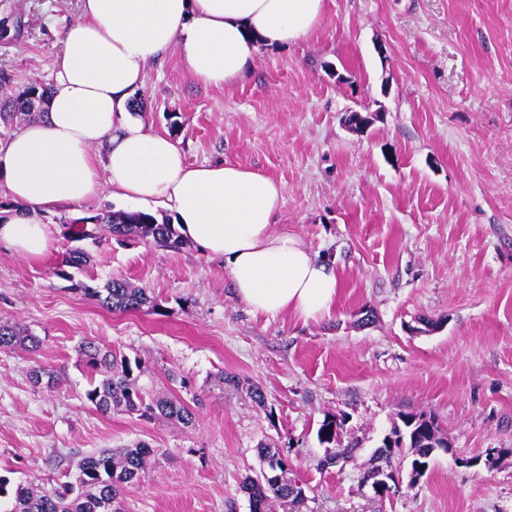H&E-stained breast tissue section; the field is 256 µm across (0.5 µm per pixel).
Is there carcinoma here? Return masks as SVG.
Returning <instances> with one entry per match:
<instances>
[{
	"label": "carcinoma",
	"instance_id": "cac0c4a2",
	"mask_svg": "<svg viewBox=\"0 0 512 512\" xmlns=\"http://www.w3.org/2000/svg\"><path fill=\"white\" fill-rule=\"evenodd\" d=\"M50 87L32 84L16 96L0 97V123L11 128L16 123L29 122L45 112ZM70 228L69 241L102 240L110 238L123 245L129 241H142L162 248L177 249L182 239L174 224L168 218L144 211L100 212L96 215L77 218ZM89 254L81 247L69 249L64 265L74 268L84 266ZM111 312H136L144 307H157V303L145 288L132 286L128 281L114 278L103 287H93L82 281L71 284ZM39 340L28 330L14 323L0 321V351L27 350L38 347ZM79 353L86 366L101 375L98 382L90 383L86 399L94 408L104 414L117 412L134 413L142 416L159 417L185 427L195 422L193 409L175 395H152L138 384L134 369L140 368L139 361L121 358L100 345L86 341L79 345ZM419 418L422 430L412 433L394 425L392 445L379 446L376 458H389L395 452L406 450L409 457L408 470L397 469L398 476H407V486L415 487L427 474L418 470L415 464L426 461L432 446L440 443V432L434 416L421 413L405 415L407 419ZM336 417H326L320 424L317 436L322 444L336 442ZM155 449L144 443L132 448L103 449L86 455L78 465L73 480H66L50 487H41L31 482L18 484L14 491H8L9 480L0 477V498L9 497L0 512H107L106 503L116 501L125 489L138 484L146 475ZM258 456L265 470L257 478H247L242 490L248 494L251 512H269L273 499L293 502L302 497L303 488L288 478V461L281 457L279 449L260 445Z\"/></svg>",
	"mask_w": 512,
	"mask_h": 512
}]
</instances>
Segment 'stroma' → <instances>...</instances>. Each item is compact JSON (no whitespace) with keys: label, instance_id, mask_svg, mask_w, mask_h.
<instances>
[{"label":"stroma","instance_id":"35a3bbf8","mask_svg":"<svg viewBox=\"0 0 512 512\" xmlns=\"http://www.w3.org/2000/svg\"><path fill=\"white\" fill-rule=\"evenodd\" d=\"M79 16L80 0H0L8 93L51 83ZM138 96L146 126L188 164L227 160L282 184L275 228L335 262L336 304L308 322L251 313L223 260L188 240L87 241L90 261L65 279L70 221L131 205L107 187L44 214L45 257L0 245V321L41 340L0 352V475L50 485L84 453L143 442L157 454L126 512H250L241 485L267 443L305 490L270 512H512V0H326L310 36L261 49L243 82L206 85L172 51ZM352 111L369 125L351 129ZM115 277L158 308L111 313L70 288ZM365 306L375 318L361 327ZM421 318L440 326L413 333ZM87 339L138 360L140 384L185 399L194 426L98 413L77 353ZM37 367L57 385H34ZM423 411L451 451L415 487L374 496L361 480L375 449L400 415ZM332 415L336 441L320 443ZM350 445L344 465L320 468Z\"/></svg>","mask_w":512,"mask_h":512}]
</instances>
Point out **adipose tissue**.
Returning <instances> with one entry per match:
<instances>
[{"mask_svg":"<svg viewBox=\"0 0 512 512\" xmlns=\"http://www.w3.org/2000/svg\"><path fill=\"white\" fill-rule=\"evenodd\" d=\"M324 12L325 0H81L44 116L0 142V183L14 203L0 244L42 258L51 246L42 214L108 184L172 208L180 234L223 260L251 312L328 315L341 278L300 235L275 230L281 183L231 162L188 164L168 134L146 128L135 101L148 66L170 50L194 78L226 87L250 73L260 47L308 36Z\"/></svg>","mask_w":512,"mask_h":512,"instance_id":"obj_1","label":"adipose tissue"}]
</instances>
